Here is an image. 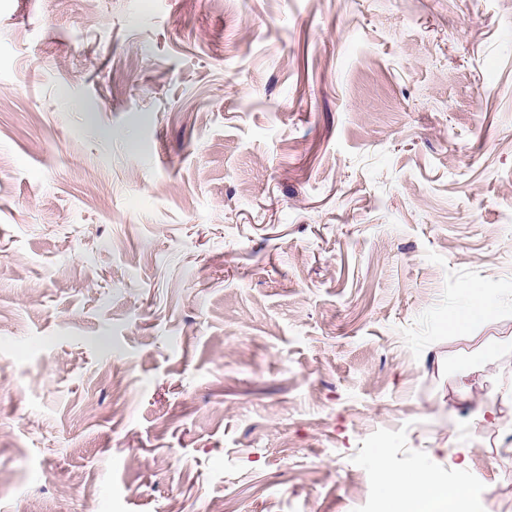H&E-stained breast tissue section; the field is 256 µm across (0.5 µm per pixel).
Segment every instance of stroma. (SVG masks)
Instances as JSON below:
<instances>
[{
    "mask_svg": "<svg viewBox=\"0 0 512 512\" xmlns=\"http://www.w3.org/2000/svg\"><path fill=\"white\" fill-rule=\"evenodd\" d=\"M0 370V512H512V0H0ZM467 305L448 315V334L454 337H465L476 321H485L498 313L496 300L490 292L472 288ZM461 461L448 458L455 478L438 473V460L431 457L429 469L387 475L379 485L378 496L385 512H479L480 497L475 492V475L468 458L471 449L460 450Z\"/></svg>",
    "mask_w": 512,
    "mask_h": 512,
    "instance_id": "35a3bbf8",
    "label": "stroma"
}]
</instances>
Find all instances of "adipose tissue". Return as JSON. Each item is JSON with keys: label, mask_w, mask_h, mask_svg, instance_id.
I'll return each instance as SVG.
<instances>
[{"label": "adipose tissue", "mask_w": 512, "mask_h": 512, "mask_svg": "<svg viewBox=\"0 0 512 512\" xmlns=\"http://www.w3.org/2000/svg\"><path fill=\"white\" fill-rule=\"evenodd\" d=\"M498 307L493 295L482 289L470 291L467 305L449 314L448 333L466 336L474 322L494 317ZM453 462L454 478L439 474L437 464L404 473L387 475L379 485L378 496L384 512H479L480 498L475 476L466 461L470 449Z\"/></svg>", "instance_id": "1"}]
</instances>
